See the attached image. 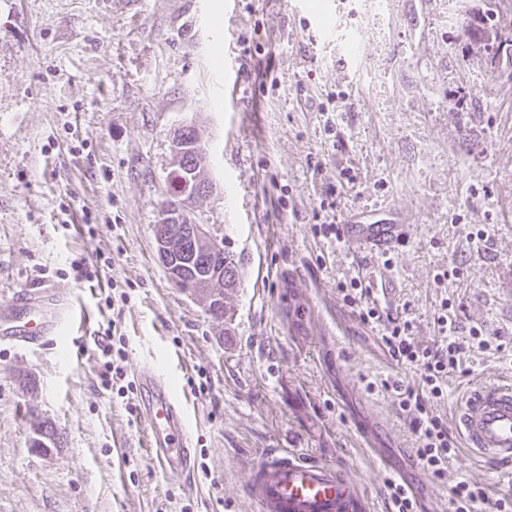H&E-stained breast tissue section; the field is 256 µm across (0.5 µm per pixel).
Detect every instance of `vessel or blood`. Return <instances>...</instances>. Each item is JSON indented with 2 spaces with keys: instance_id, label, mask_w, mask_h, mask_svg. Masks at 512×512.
I'll return each mask as SVG.
<instances>
[{
  "instance_id": "obj_1",
  "label": "vessel or blood",
  "mask_w": 512,
  "mask_h": 512,
  "mask_svg": "<svg viewBox=\"0 0 512 512\" xmlns=\"http://www.w3.org/2000/svg\"><path fill=\"white\" fill-rule=\"evenodd\" d=\"M243 78L242 67L225 65V109L238 110ZM405 234L400 224L342 226L343 239L365 252H390ZM15 307L20 324L6 335V342L35 346L55 329L52 321L30 325L34 297L16 299ZM138 380L147 393L142 418L161 469L176 477L188 476L192 438L181 402L156 369L142 370ZM457 429L473 454L512 480V382L473 385L460 407ZM246 491L256 512H363L365 508L363 494L340 465L310 461L280 448L267 451L250 471Z\"/></svg>"
}]
</instances>
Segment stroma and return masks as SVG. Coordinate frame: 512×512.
<instances>
[{
    "mask_svg": "<svg viewBox=\"0 0 512 512\" xmlns=\"http://www.w3.org/2000/svg\"><path fill=\"white\" fill-rule=\"evenodd\" d=\"M213 6L0 0V331L28 293L43 317L86 318L74 337L0 343V512H256L246 476L272 448L341 461L367 512H389L391 480L424 512H448L463 480L511 496L463 445L441 476L417 465L389 384L418 388V372L339 286H386L384 313L422 347H441L445 307L457 336L490 341L444 376L443 422L472 382L512 379V66L491 68L461 28L490 9L512 20V0H233L218 29ZM219 48L248 72L237 112ZM189 122L214 186L193 214L238 269L220 321L156 255L170 135ZM330 186L338 220L405 224V245L359 253L316 235ZM93 258L111 259L109 277L77 280ZM116 286L127 300L106 307ZM106 326L126 340L128 381L151 364L180 396L191 486L164 477L139 414L102 388ZM33 411L57 447L32 448Z\"/></svg>",
    "mask_w": 512,
    "mask_h": 512,
    "instance_id": "obj_1",
    "label": "stroma"
}]
</instances>
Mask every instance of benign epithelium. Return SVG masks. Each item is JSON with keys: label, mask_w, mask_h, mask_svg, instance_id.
I'll use <instances>...</instances> for the list:
<instances>
[{"label": "benign epithelium", "mask_w": 512, "mask_h": 512, "mask_svg": "<svg viewBox=\"0 0 512 512\" xmlns=\"http://www.w3.org/2000/svg\"><path fill=\"white\" fill-rule=\"evenodd\" d=\"M191 150L200 157H206L201 139L188 140L183 128L174 130L172 137L173 164H178L186 151ZM213 186L205 177L195 179L194 185L172 206H164L154 224V239L159 263L165 269L169 280L178 288L199 298L211 316L224 319V291L214 286L234 287L228 278L216 270L214 275H201L185 279L178 273L183 268L195 269L202 266V260L213 258L222 252L205 228L191 218V206L199 198L211 194Z\"/></svg>", "instance_id": "1"}]
</instances>
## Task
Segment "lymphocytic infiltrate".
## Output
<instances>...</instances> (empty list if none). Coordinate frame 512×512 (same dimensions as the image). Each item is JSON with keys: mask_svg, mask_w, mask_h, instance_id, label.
Returning <instances> with one entry per match:
<instances>
[{"mask_svg": "<svg viewBox=\"0 0 512 512\" xmlns=\"http://www.w3.org/2000/svg\"><path fill=\"white\" fill-rule=\"evenodd\" d=\"M361 288L362 282L356 278L343 284L341 290L345 301L359 306L362 321L381 324V340L392 359L411 364L419 371L420 389L409 388L401 392L399 406L412 419V427L419 440L416 450L418 460L432 475H442L449 459L456 453V444L447 426L430 415L427 400L442 396L443 376L449 368L460 363L466 343L454 336L453 321L450 315L444 313L438 316L437 323L441 333L448 336L447 346L436 350L420 348L410 336V321L382 318L377 306L362 304ZM94 345L100 359V383L104 388H113L125 376L122 367L126 359L125 345L107 331L95 336ZM488 503L493 505L494 512H512V498L490 500L484 487L462 481L452 490L449 512H478L479 505Z\"/></svg>", "mask_w": 512, "mask_h": 512, "instance_id": "f902f5d3", "label": "lymphocytic infiltrate"}]
</instances>
